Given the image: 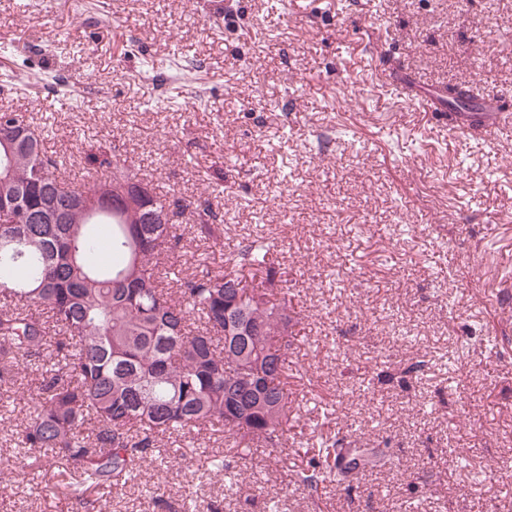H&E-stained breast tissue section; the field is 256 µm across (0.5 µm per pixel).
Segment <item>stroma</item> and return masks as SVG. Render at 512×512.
Segmentation results:
<instances>
[{
	"mask_svg": "<svg viewBox=\"0 0 512 512\" xmlns=\"http://www.w3.org/2000/svg\"><path fill=\"white\" fill-rule=\"evenodd\" d=\"M397 70L439 87L478 71L512 102V0H0V109L48 129L76 183L89 146H111L157 192L229 215L219 245L174 216L185 272L270 238L300 333L293 427L233 473L215 465L226 434L203 425L159 438L137 481L84 488L18 445L39 372L13 371L0 512H75L80 496L95 512H242L246 495L251 512L269 495L277 512H512V126L451 137ZM338 427L356 448L389 441L392 465L349 491L299 487L306 449Z\"/></svg>",
	"mask_w": 512,
	"mask_h": 512,
	"instance_id": "1",
	"label": "stroma"
}]
</instances>
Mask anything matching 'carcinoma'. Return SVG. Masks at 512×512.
Segmentation results:
<instances>
[{
	"mask_svg": "<svg viewBox=\"0 0 512 512\" xmlns=\"http://www.w3.org/2000/svg\"><path fill=\"white\" fill-rule=\"evenodd\" d=\"M466 84H450L448 111L475 112ZM93 184L58 175L44 151V130L20 112H0V199H14L32 216L0 223V363L61 358L67 370L41 372V401L23 427L24 447L49 450L88 486L138 475L158 438L210 424L235 440L234 463L253 447L282 445L288 413V352L297 334L278 275L274 244L257 238L240 246L230 270L181 275L161 258L182 237L170 222L175 203L134 194L135 175L112 148L86 154ZM49 211L55 223L39 217ZM164 215L155 224L153 216ZM198 236L218 243L223 225L211 210L191 212ZM96 225L110 227L120 261L98 262ZM255 301L229 284L245 272ZM235 320L226 323L224 312ZM375 457L391 464L389 442L368 455L352 448L343 429L329 435L296 473L317 490L326 481L351 486Z\"/></svg>",
	"mask_w": 512,
	"mask_h": 512,
	"instance_id": "obj_1",
	"label": "carcinoma"
}]
</instances>
